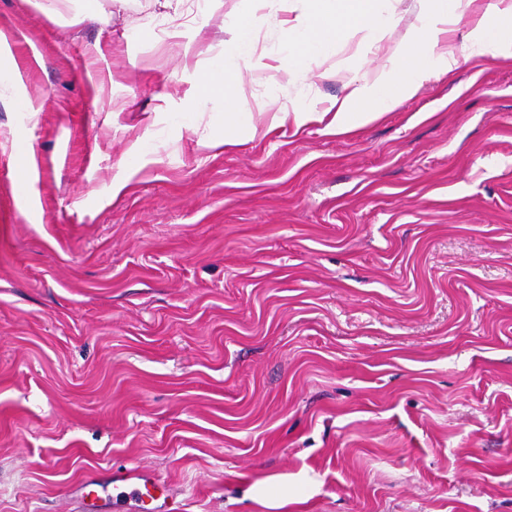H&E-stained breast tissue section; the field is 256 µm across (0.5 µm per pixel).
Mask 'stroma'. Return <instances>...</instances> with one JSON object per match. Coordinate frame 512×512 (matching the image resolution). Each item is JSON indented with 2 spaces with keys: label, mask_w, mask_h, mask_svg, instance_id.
<instances>
[{
  "label": "stroma",
  "mask_w": 512,
  "mask_h": 512,
  "mask_svg": "<svg viewBox=\"0 0 512 512\" xmlns=\"http://www.w3.org/2000/svg\"><path fill=\"white\" fill-rule=\"evenodd\" d=\"M44 2L0 0V512H85L82 484L125 468L177 512H270V485L280 512H512V63L216 153L198 78L237 70L240 19L252 110L321 111L406 48L421 0L289 81L306 0H180L163 35L155 0H96L106 26ZM225 53L236 57L247 68L253 66L255 57L252 51V26L250 21L244 20L239 24L237 35L234 41L225 49Z\"/></svg>",
  "instance_id": "1"
}]
</instances>
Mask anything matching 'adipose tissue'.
Masks as SVG:
<instances>
[{
    "label": "adipose tissue",
    "instance_id": "adipose-tissue-1",
    "mask_svg": "<svg viewBox=\"0 0 512 512\" xmlns=\"http://www.w3.org/2000/svg\"><path fill=\"white\" fill-rule=\"evenodd\" d=\"M420 24L405 53L389 60L373 76L352 77L346 93L334 108L316 112L304 107L278 108L271 114L270 127L286 124L303 127L311 121L323 123L326 131L346 132L364 126L413 98L431 78L448 73L459 60L488 56L512 60V0H490L470 30L462 51L449 50L443 43L445 26L458 15L462 0H423ZM319 8L306 12L287 31L291 47L286 74L301 71L310 58L326 54L351 27L367 24L381 29L395 26L397 19L383 10L381 0H318ZM222 134L206 139L211 149L255 138L259 127L253 110L234 95H227Z\"/></svg>",
    "mask_w": 512,
    "mask_h": 512
}]
</instances>
